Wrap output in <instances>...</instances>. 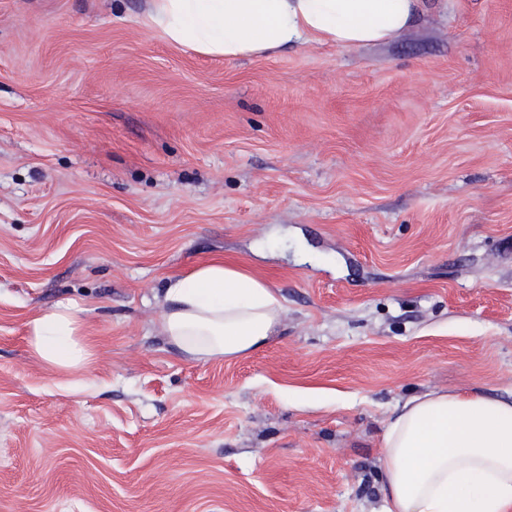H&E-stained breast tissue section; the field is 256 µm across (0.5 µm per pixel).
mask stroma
I'll return each mask as SVG.
<instances>
[{"mask_svg": "<svg viewBox=\"0 0 512 512\" xmlns=\"http://www.w3.org/2000/svg\"><path fill=\"white\" fill-rule=\"evenodd\" d=\"M149 0H0V512H381L398 402L512 399V0L228 61ZM249 265L261 351L196 362L167 277ZM74 303L60 377L24 324Z\"/></svg>", "mask_w": 512, "mask_h": 512, "instance_id": "35a3bbf8", "label": "stroma"}]
</instances>
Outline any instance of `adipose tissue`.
<instances>
[{
	"label": "adipose tissue",
	"instance_id": "adipose-tissue-1",
	"mask_svg": "<svg viewBox=\"0 0 512 512\" xmlns=\"http://www.w3.org/2000/svg\"><path fill=\"white\" fill-rule=\"evenodd\" d=\"M424 0H151L169 42L228 60L309 41L353 48L408 28ZM159 329L187 359L246 357L280 332L275 288L245 264L213 258L169 278ZM51 373L86 371L93 343L70 302L26 323ZM383 512H512V400L432 389L392 411L381 439Z\"/></svg>",
	"mask_w": 512,
	"mask_h": 512
}]
</instances>
